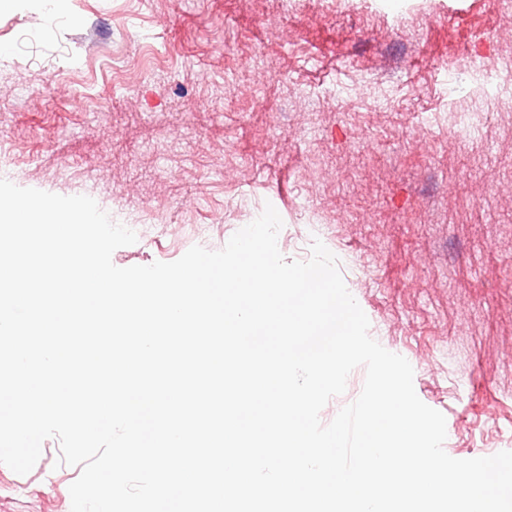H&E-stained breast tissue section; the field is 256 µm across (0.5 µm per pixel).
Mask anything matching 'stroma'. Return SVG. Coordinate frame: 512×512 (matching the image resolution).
I'll list each match as a JSON object with an SVG mask.
<instances>
[{
  "instance_id": "35a3bbf8",
  "label": "stroma",
  "mask_w": 512,
  "mask_h": 512,
  "mask_svg": "<svg viewBox=\"0 0 512 512\" xmlns=\"http://www.w3.org/2000/svg\"><path fill=\"white\" fill-rule=\"evenodd\" d=\"M0 45V178L142 224L121 268L221 249L273 205L286 261L316 238L336 256L370 336L444 415L445 452L512 451V110L459 148L473 80L448 70L512 54L492 0H13ZM59 456L52 437L28 474L0 464V512H71L81 469Z\"/></svg>"
}]
</instances>
